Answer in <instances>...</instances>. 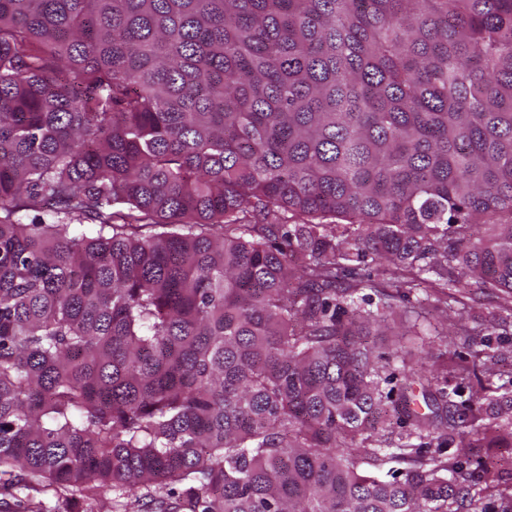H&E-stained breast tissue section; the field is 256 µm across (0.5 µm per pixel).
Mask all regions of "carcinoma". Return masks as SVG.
Here are the masks:
<instances>
[{"label": "carcinoma", "instance_id": "carcinoma-1", "mask_svg": "<svg viewBox=\"0 0 512 512\" xmlns=\"http://www.w3.org/2000/svg\"><path fill=\"white\" fill-rule=\"evenodd\" d=\"M471 280L467 344L512 323V0H0L11 512H487L444 449L512 396L463 430L397 304Z\"/></svg>", "mask_w": 512, "mask_h": 512}]
</instances>
